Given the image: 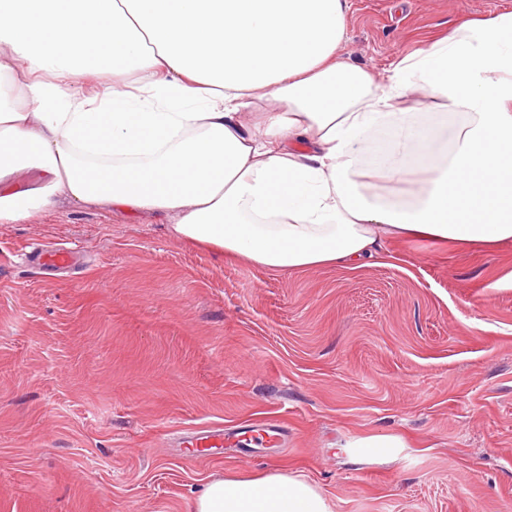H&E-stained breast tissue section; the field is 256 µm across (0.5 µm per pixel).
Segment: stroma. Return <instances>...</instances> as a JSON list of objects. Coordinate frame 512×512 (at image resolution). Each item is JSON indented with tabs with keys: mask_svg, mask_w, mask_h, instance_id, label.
<instances>
[{
	"mask_svg": "<svg viewBox=\"0 0 512 512\" xmlns=\"http://www.w3.org/2000/svg\"><path fill=\"white\" fill-rule=\"evenodd\" d=\"M512 0H351L345 56L383 74ZM163 214L55 201L0 223V512H190L212 475L301 476L333 512H512V241L397 240L356 270L273 272ZM82 251L74 272L25 246ZM278 421L200 462L184 438ZM394 436L397 448H359ZM74 254V249L68 246H59L51 250L43 249L38 246H29L28 249L20 255V259L27 265L48 270L70 266Z\"/></svg>",
	"mask_w": 512,
	"mask_h": 512,
	"instance_id": "stroma-1",
	"label": "stroma"
}]
</instances>
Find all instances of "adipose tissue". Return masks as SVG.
<instances>
[{"instance_id": "adipose-tissue-1", "label": "adipose tissue", "mask_w": 512, "mask_h": 512, "mask_svg": "<svg viewBox=\"0 0 512 512\" xmlns=\"http://www.w3.org/2000/svg\"><path fill=\"white\" fill-rule=\"evenodd\" d=\"M349 0H0V223L55 197L174 217L275 271L385 241L512 240V13L467 20L385 82L343 57ZM93 75L101 92H75ZM445 101L464 120L420 111ZM414 112L400 111L404 102ZM40 187L19 189L21 173ZM192 512H332L300 476L206 481Z\"/></svg>"}]
</instances>
